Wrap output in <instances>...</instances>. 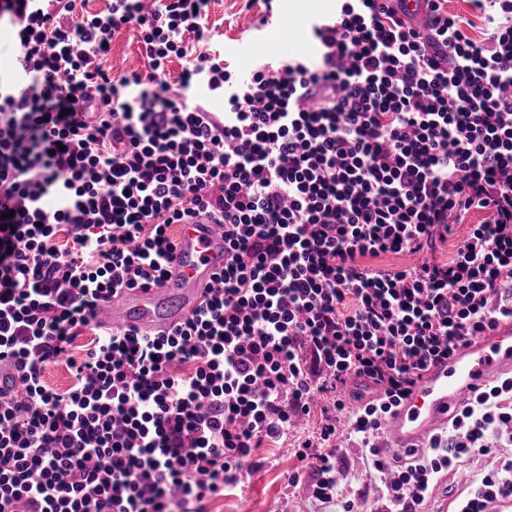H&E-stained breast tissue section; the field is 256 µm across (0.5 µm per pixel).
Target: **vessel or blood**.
I'll use <instances>...</instances> for the list:
<instances>
[{"label": "vessel or blood", "mask_w": 512, "mask_h": 512, "mask_svg": "<svg viewBox=\"0 0 512 512\" xmlns=\"http://www.w3.org/2000/svg\"><path fill=\"white\" fill-rule=\"evenodd\" d=\"M224 267V232L203 215L179 225L174 256L156 286L121 291L101 319L106 328L161 334L180 325L194 310L200 291ZM512 374V318L499 321L458 354L429 365L412 392L385 420L387 448H420L445 428L473 389Z\"/></svg>", "instance_id": "1"}]
</instances>
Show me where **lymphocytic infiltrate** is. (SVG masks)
Here are the masks:
<instances>
[{"label": "lymphocytic infiltrate", "mask_w": 512, "mask_h": 512, "mask_svg": "<svg viewBox=\"0 0 512 512\" xmlns=\"http://www.w3.org/2000/svg\"><path fill=\"white\" fill-rule=\"evenodd\" d=\"M428 2L422 25L403 0H340L312 26L317 59L235 77L184 40L203 38L206 0H110L78 20L74 0H0L17 32L0 76V363L18 377L0 398V512H177L236 485L318 398L325 419L295 450L316 498L333 496L344 415L382 512H424L439 473L496 444L456 512L512 497V377L476 387L410 462L378 444L428 363L512 317V0H468V16ZM124 25L148 69L115 82L100 57ZM199 214L224 229V269L192 315L160 336L102 329ZM402 254L414 264H368ZM62 361L58 391L45 374ZM356 379L376 395L353 409Z\"/></svg>", "instance_id": "f902f5d3"}]
</instances>
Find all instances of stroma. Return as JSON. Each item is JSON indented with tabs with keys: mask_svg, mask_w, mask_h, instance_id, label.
I'll list each match as a JSON object with an SVG mask.
<instances>
[{
	"mask_svg": "<svg viewBox=\"0 0 512 512\" xmlns=\"http://www.w3.org/2000/svg\"><path fill=\"white\" fill-rule=\"evenodd\" d=\"M289 0H208L205 9L206 42L185 34L189 48L220 57L231 70L242 74L260 62L279 59L282 42L279 33L299 25L300 46L305 55L314 58L319 45L311 27L321 19L333 16L336 0H324L321 9L293 14ZM113 80L147 66V59L138 41L135 27L123 26L113 31L110 48L101 59ZM324 418L321 405L288 433L277 439H263L252 454V466L245 470L241 484L225 488L223 494L203 502L189 501L180 512H341L344 501L355 504V512H371L384 487L375 472L364 464L365 449L356 443L338 449L336 488L332 499L318 500L311 491L312 475L289 482L288 474L298 467L294 455L297 444L311 436Z\"/></svg>",
	"mask_w": 512,
	"mask_h": 512,
	"instance_id": "1",
	"label": "stroma"
}]
</instances>
